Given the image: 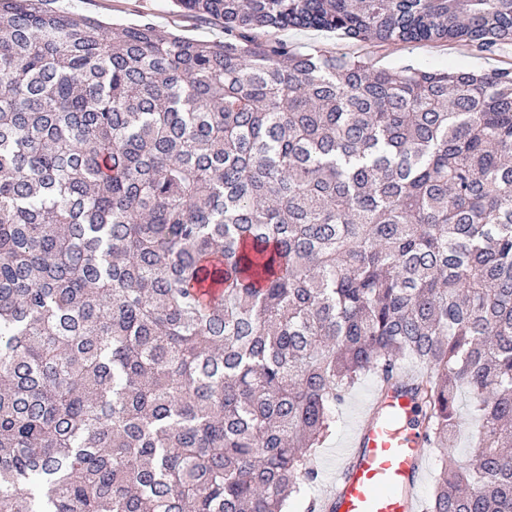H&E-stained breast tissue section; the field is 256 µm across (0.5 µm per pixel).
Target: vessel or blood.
Wrapping results in <instances>:
<instances>
[{"label":"vessel or blood","instance_id":"b4317fda","mask_svg":"<svg viewBox=\"0 0 512 512\" xmlns=\"http://www.w3.org/2000/svg\"><path fill=\"white\" fill-rule=\"evenodd\" d=\"M412 376L397 373L380 384L335 452L333 482L319 512H422L419 488L427 475L430 445L417 427Z\"/></svg>","mask_w":512,"mask_h":512}]
</instances>
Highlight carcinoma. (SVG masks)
Here are the masks:
<instances>
[{
  "label": "carcinoma",
  "instance_id": "carcinoma-1",
  "mask_svg": "<svg viewBox=\"0 0 512 512\" xmlns=\"http://www.w3.org/2000/svg\"><path fill=\"white\" fill-rule=\"evenodd\" d=\"M176 2L224 39L0 0V512H288L403 360L427 512H512V69L271 36L490 51L512 0ZM276 37L301 51L319 47L337 54H368L378 66L390 70L410 63L437 69L460 65L482 73L499 68L512 69L511 45L494 52L480 51L461 43L392 45L373 50L364 44L340 40L335 34L316 30L288 29L279 32ZM457 409L459 413L458 436L456 439V456L460 460H467L472 450L469 421L471 416V401L469 394L461 390L458 394Z\"/></svg>",
  "mask_w": 512,
  "mask_h": 512
}]
</instances>
